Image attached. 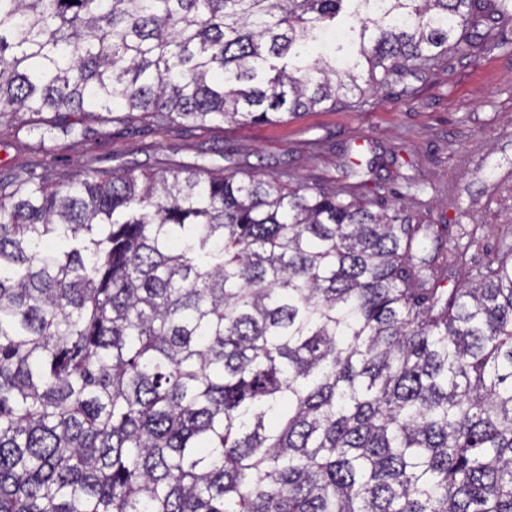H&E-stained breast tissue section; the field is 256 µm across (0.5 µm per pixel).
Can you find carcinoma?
<instances>
[{"label":"carcinoma","mask_w":512,"mask_h":512,"mask_svg":"<svg viewBox=\"0 0 512 512\" xmlns=\"http://www.w3.org/2000/svg\"><path fill=\"white\" fill-rule=\"evenodd\" d=\"M476 0H0V124L279 123ZM378 210H373V207ZM208 168L0 179V512H512V245Z\"/></svg>","instance_id":"carcinoma-1"}]
</instances>
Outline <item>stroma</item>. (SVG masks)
<instances>
[{"mask_svg": "<svg viewBox=\"0 0 512 512\" xmlns=\"http://www.w3.org/2000/svg\"><path fill=\"white\" fill-rule=\"evenodd\" d=\"M479 0V36L414 82L368 90L282 123L164 124L134 117L115 125L86 117L84 135L54 132L34 149L31 129L0 125V177L40 166L50 180L87 169L153 171L206 158L215 166L337 189L387 187V208L410 224H444L443 253L464 250L481 266L512 240V19ZM493 29L496 38L484 41Z\"/></svg>", "mask_w": 512, "mask_h": 512, "instance_id": "obj_1", "label": "stroma"}]
</instances>
